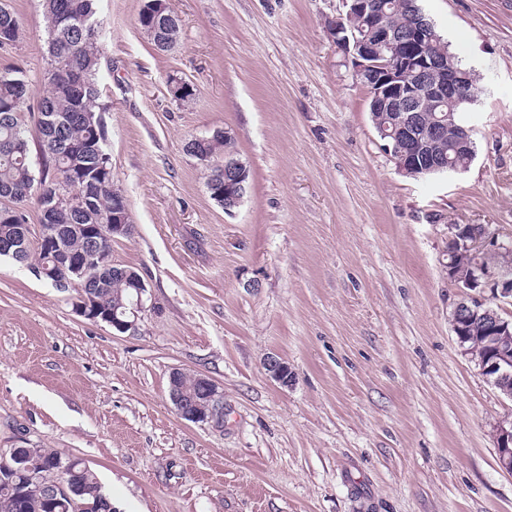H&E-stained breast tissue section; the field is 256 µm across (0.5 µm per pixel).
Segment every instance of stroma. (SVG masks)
Returning <instances> with one entry per match:
<instances>
[{
    "mask_svg": "<svg viewBox=\"0 0 512 512\" xmlns=\"http://www.w3.org/2000/svg\"><path fill=\"white\" fill-rule=\"evenodd\" d=\"M158 51L141 0H100V102L114 184L135 227L112 261L147 286L134 329L73 310L0 258V455L81 459L114 512H512L497 464L505 399L464 356L448 227L512 237V0H418L481 93L468 168L399 173L328 26L342 0H167ZM0 47L36 115L47 91L42 0ZM195 90L171 98L167 81ZM228 131L250 168L233 214L185 143ZM277 355L288 385L269 378ZM224 393L219 423L175 411L169 374ZM167 5L166 0H153ZM159 12L155 4L150 0H142L138 14V22L144 32L150 37L152 42L159 46L165 40L179 35L180 23L178 27L177 19L172 16L167 6ZM177 37L166 46L170 49L177 41Z\"/></svg>",
    "mask_w": 512,
    "mask_h": 512,
    "instance_id": "obj_1",
    "label": "stroma"
}]
</instances>
